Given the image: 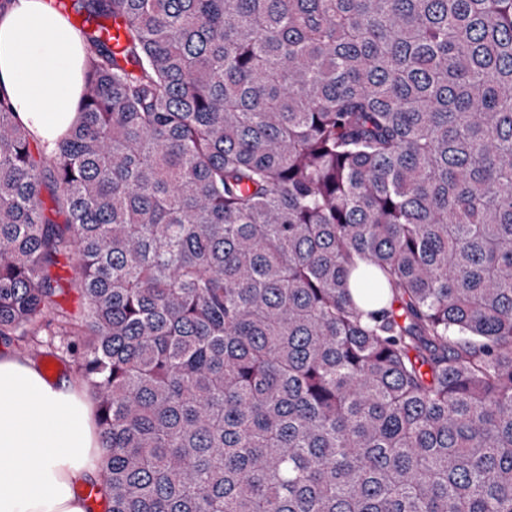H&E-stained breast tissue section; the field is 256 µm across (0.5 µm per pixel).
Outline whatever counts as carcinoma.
I'll list each match as a JSON object with an SVG mask.
<instances>
[{
    "instance_id": "1",
    "label": "carcinoma",
    "mask_w": 512,
    "mask_h": 512,
    "mask_svg": "<svg viewBox=\"0 0 512 512\" xmlns=\"http://www.w3.org/2000/svg\"><path fill=\"white\" fill-rule=\"evenodd\" d=\"M72 7L120 50L47 157L0 97V337L57 323L105 512H512V0ZM73 266L74 258L63 257L60 259L59 265L53 269V272L61 277L62 290L57 296L60 310L64 315L75 318L83 314L85 300L81 292L70 285V280L74 276Z\"/></svg>"
}]
</instances>
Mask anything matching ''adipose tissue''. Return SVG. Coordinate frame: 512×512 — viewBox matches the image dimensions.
<instances>
[{"label":"adipose tissue","instance_id":"1","mask_svg":"<svg viewBox=\"0 0 512 512\" xmlns=\"http://www.w3.org/2000/svg\"><path fill=\"white\" fill-rule=\"evenodd\" d=\"M80 39L43 0L0 12V94L46 150L76 122ZM89 403L77 384H49L30 361L0 355V512H85L76 490L100 478Z\"/></svg>","mask_w":512,"mask_h":512}]
</instances>
